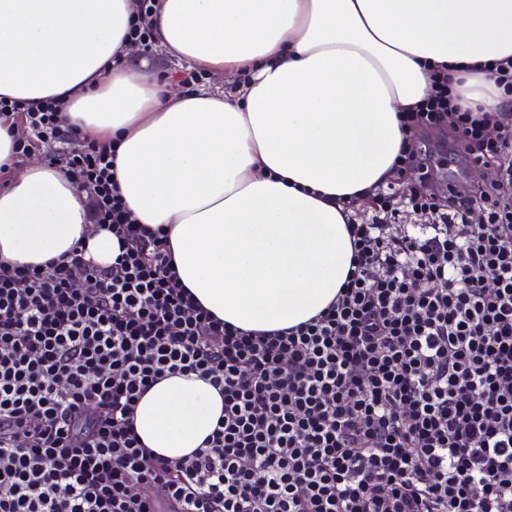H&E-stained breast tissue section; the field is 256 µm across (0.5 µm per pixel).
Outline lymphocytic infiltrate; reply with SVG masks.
Instances as JSON below:
<instances>
[{
  "mask_svg": "<svg viewBox=\"0 0 512 512\" xmlns=\"http://www.w3.org/2000/svg\"><path fill=\"white\" fill-rule=\"evenodd\" d=\"M405 124L448 127L493 182L440 196L422 175L375 190L348 226L351 270L298 326L244 333L172 271L163 228L136 223L112 146L65 126L60 102L0 98L18 153L46 150L122 243L43 268L0 266V512H512V127L457 111L447 74ZM426 216L394 230L400 210ZM81 282L90 291L78 290ZM206 377L224 416L186 460L140 443L152 383Z\"/></svg>",
  "mask_w": 512,
  "mask_h": 512,
  "instance_id": "lymphocytic-infiltrate-1",
  "label": "lymphocytic infiltrate"
}]
</instances>
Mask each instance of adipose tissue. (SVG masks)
<instances>
[{
	"label": "adipose tissue",
	"mask_w": 512,
	"mask_h": 512,
	"mask_svg": "<svg viewBox=\"0 0 512 512\" xmlns=\"http://www.w3.org/2000/svg\"><path fill=\"white\" fill-rule=\"evenodd\" d=\"M134 0H0V97L59 100L70 126L117 149L137 223L164 226L179 282L244 331L309 321L351 268L343 203L391 181L413 111L442 70L465 108L504 119L494 75L512 60V0H160L156 45L220 88H182L114 63ZM0 116V263L40 265L85 243L114 262L64 169L18 166ZM224 399L169 375L139 399L134 429L168 459L211 436Z\"/></svg>",
	"instance_id": "1"
}]
</instances>
